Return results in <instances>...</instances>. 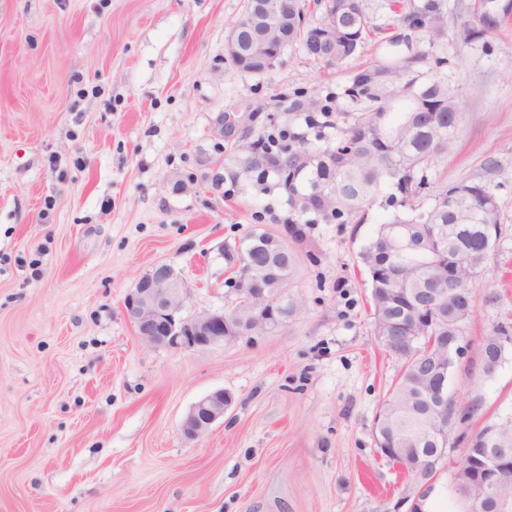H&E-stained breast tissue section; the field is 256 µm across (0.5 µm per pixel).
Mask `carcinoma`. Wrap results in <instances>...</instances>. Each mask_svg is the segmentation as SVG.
I'll return each instance as SVG.
<instances>
[{"label": "carcinoma", "instance_id": "cac0c4a2", "mask_svg": "<svg viewBox=\"0 0 512 512\" xmlns=\"http://www.w3.org/2000/svg\"><path fill=\"white\" fill-rule=\"evenodd\" d=\"M341 2L336 0V8L322 13L318 23L309 24L302 20L305 6L301 0H285L288 15H296L285 44L298 43L309 56L329 66L355 56L372 24L360 4L348 11L341 9ZM511 13L512 7L499 0H473L469 36L478 38L497 30ZM331 21L345 36L334 45L317 43L316 31ZM402 21L434 37L445 32L438 0H427ZM389 43L391 57L363 69L389 75L388 92L365 88L359 76H354L342 95L359 109L349 125L339 130L336 141L318 146L322 134L312 141L306 133L292 130L277 139L261 138L247 145L240 164L256 175L258 183L277 181L287 194L288 223L293 225L343 217L362 220L386 189H396L386 199L394 212L360 254L371 277L372 315L375 320L386 315L390 336H431L433 328L415 322L420 304L450 288L474 299L468 267L450 280L445 260L450 253L483 254L486 241L499 238L500 208L495 196L479 184L447 188L428 208L417 204L428 185L424 171L447 158L462 115L455 92L432 73L433 65L441 60H431L430 51L406 36H395ZM288 111L303 113L306 127L316 129L322 127L317 113L329 114L332 107L308 97L292 101ZM224 261L235 276L259 281L280 302L286 316L293 315L285 286L297 261L295 251L284 250L274 235L255 231L237 244L224 246ZM422 393L414 357L402 359L400 375L383 401L394 413L386 445L407 449L411 460L424 458L434 447ZM494 427L512 442V420L489 422L476 432L473 447H486L485 432Z\"/></svg>", "mask_w": 512, "mask_h": 512}]
</instances>
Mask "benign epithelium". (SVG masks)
<instances>
[{"label": "benign epithelium", "mask_w": 512, "mask_h": 512, "mask_svg": "<svg viewBox=\"0 0 512 512\" xmlns=\"http://www.w3.org/2000/svg\"><path fill=\"white\" fill-rule=\"evenodd\" d=\"M242 28L233 29L227 38V48L233 63L242 68L259 65L274 67L285 51L283 43L253 41L245 51L236 48L240 43ZM236 304L233 312L207 311L191 317L181 316L187 300L185 287L176 269L167 264L156 265L137 280L125 301V310L132 321L138 340L151 348L174 350H204L216 344L267 332L286 321L277 303L249 277L234 281ZM471 312L470 300L459 293L448 291V320L455 323L449 331L429 337L423 353L426 371L422 375L424 391L439 407L448 402V376L454 357L461 354L460 333L457 326ZM512 345V337H497L496 347L489 350L481 345V366L486 376L493 375L499 367V357ZM231 393L215 390L190 406L181 423V434L193 441L207 434L213 425L224 419L232 404ZM468 416L460 412L453 427L457 438L466 441L462 462L454 473L456 492L463 498L474 497L477 512H512V493L502 490L501 470L507 468L512 455L501 448L498 433L491 435L493 447L482 448L476 454L469 448L474 434L467 432ZM448 425L432 421L431 437L436 448L408 472L421 478L423 484L432 482L437 464L446 456L445 433Z\"/></svg>", "instance_id": "obj_1"}]
</instances>
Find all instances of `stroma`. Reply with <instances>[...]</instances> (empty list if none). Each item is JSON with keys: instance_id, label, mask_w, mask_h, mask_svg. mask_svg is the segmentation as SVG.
<instances>
[{"instance_id": "stroma-1", "label": "stroma", "mask_w": 512, "mask_h": 512, "mask_svg": "<svg viewBox=\"0 0 512 512\" xmlns=\"http://www.w3.org/2000/svg\"><path fill=\"white\" fill-rule=\"evenodd\" d=\"M361 2L374 28L342 67L293 44L256 77L226 43L247 0H0V512H408L421 486L374 440L401 364L374 334L360 260L384 199L363 223L306 228L299 308L274 331L149 348L124 308L158 264L180 273L184 316L234 306L224 245L280 234L289 214L238 167L243 147L304 131L286 110L298 91L337 96L336 136L344 86L425 0ZM441 3L444 36L420 40L463 119L421 202L477 183L502 217L448 380L476 429L512 420V348L492 376L479 359L485 337L512 334V19L472 39V0ZM218 389L234 397L223 421L186 441L188 408ZM464 448L449 439L437 466L436 512H464Z\"/></svg>"}]
</instances>
